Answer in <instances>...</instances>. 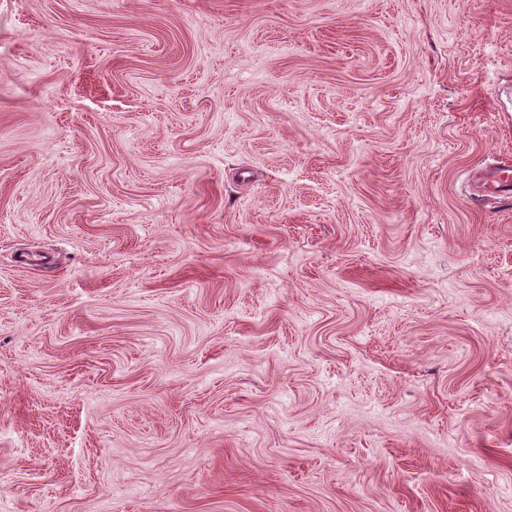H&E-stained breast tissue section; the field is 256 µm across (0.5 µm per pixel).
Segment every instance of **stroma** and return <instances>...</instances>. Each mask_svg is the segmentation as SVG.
Instances as JSON below:
<instances>
[{"mask_svg":"<svg viewBox=\"0 0 512 512\" xmlns=\"http://www.w3.org/2000/svg\"><path fill=\"white\" fill-rule=\"evenodd\" d=\"M512 0H0V512H512ZM483 196L489 200H502L512 194V164L506 162L493 168L482 183Z\"/></svg>","mask_w":512,"mask_h":512,"instance_id":"1","label":"stroma"}]
</instances>
